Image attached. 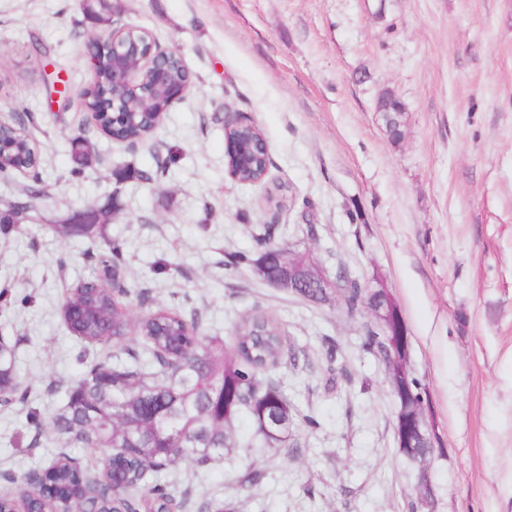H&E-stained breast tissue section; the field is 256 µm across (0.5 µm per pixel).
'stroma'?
<instances>
[{
    "label": "stroma",
    "mask_w": 512,
    "mask_h": 512,
    "mask_svg": "<svg viewBox=\"0 0 512 512\" xmlns=\"http://www.w3.org/2000/svg\"><path fill=\"white\" fill-rule=\"evenodd\" d=\"M82 19V0H0V117L23 116L44 187L26 223L0 230V337L22 379L21 400L0 402V495H20L23 477L60 455L94 472L110 455L52 443L39 423L101 354L70 333L61 307L117 239L128 308L146 289L153 308L198 317L203 334L227 340L252 311L278 321L296 360L274 376L294 411L318 422L296 427L288 447L250 448L255 424L239 417L228 459L158 474L179 512L206 501L411 512L423 484L435 512H512V0H112L114 26L147 29L194 77L132 146L82 129L84 112L61 110L48 91L93 77ZM387 91L406 109L397 141L376 110ZM228 111L268 143L260 184L227 172ZM81 130L98 162L75 175ZM160 163L151 184L112 178L117 166ZM98 209L112 213L101 229L60 233ZM266 225L329 275L387 283L437 454L399 452L387 369L361 348L365 317L276 288L254 267L227 268L234 255L260 256ZM249 468L260 484L240 482Z\"/></svg>",
    "instance_id": "obj_1"
}]
</instances>
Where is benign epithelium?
Listing matches in <instances>:
<instances>
[{"mask_svg":"<svg viewBox=\"0 0 512 512\" xmlns=\"http://www.w3.org/2000/svg\"><path fill=\"white\" fill-rule=\"evenodd\" d=\"M172 50L159 48L145 29L125 26L107 34L92 33L88 36L87 55L92 71H97L104 60H110L112 82L108 90L107 105L112 111L126 112L127 102L136 96L143 102L151 101L153 91L167 92L168 105H173L191 92L193 84L174 82L170 77L168 57ZM150 72L151 81H141L140 73ZM264 251L256 272L267 282L297 296L306 288H329L336 302H343L341 278H332L308 253H294L288 247L272 243V236L262 235ZM367 301L355 310L370 317L374 326L384 336L377 356L385 363L391 388L400 397L397 403V445L409 448L419 440L433 443L434 429L427 415V403L401 398L408 379L413 376L410 365L409 341L401 313L385 283L377 278L366 284Z\"/></svg>","mask_w":512,"mask_h":512,"instance_id":"benign-epithelium-1","label":"benign epithelium"}]
</instances>
